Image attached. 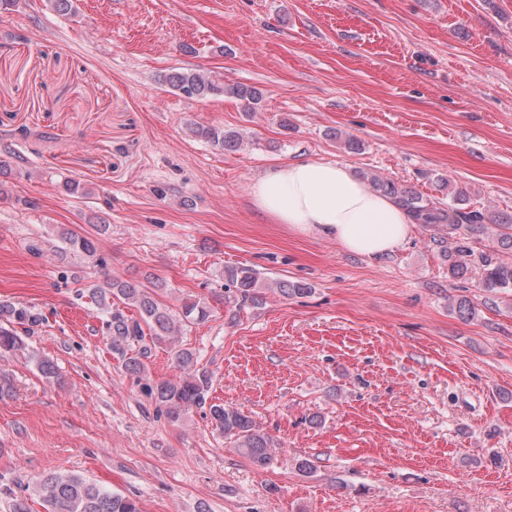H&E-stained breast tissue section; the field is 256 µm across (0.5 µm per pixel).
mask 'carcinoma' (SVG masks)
Listing matches in <instances>:
<instances>
[{
    "label": "carcinoma",
    "mask_w": 512,
    "mask_h": 512,
    "mask_svg": "<svg viewBox=\"0 0 512 512\" xmlns=\"http://www.w3.org/2000/svg\"><path fill=\"white\" fill-rule=\"evenodd\" d=\"M163 82L187 97H207L228 93L247 102L253 112L262 101V94L253 87L235 85L224 87L212 77L199 71H175L166 75ZM198 134L222 150H236L241 146L240 134L226 131L222 127L198 129ZM372 188L392 198L410 213L417 224L446 226L456 230L465 224L476 233L493 224L498 229L497 243L512 249V214L475 208L460 192L451 194V203L444 208L426 202L414 190L376 175L366 177ZM61 238L65 251L92 256L96 252L91 234L64 232ZM455 258L448 265L453 278H465L472 271L469 257L471 251L464 244L454 249ZM482 278L479 285L487 291L512 288V266L493 260L489 255L481 256ZM151 282L147 287L133 284L118 276L92 283L81 292L97 310L106 316L109 347L112 354L122 360L125 370L137 376L142 389L152 399L158 411L170 422L178 423L195 410H205L213 427L224 434V439L253 466L265 469L273 459L278 447L277 440L260 428L249 416L224 403L208 402L211 378L203 369L197 368V360L189 349L180 348L173 353L179 374L171 379L154 380L148 375L147 364L152 356L155 342L172 339L180 333L183 325L199 324L209 317V306L204 302H186L181 317L176 319L168 308L150 292V288H161L163 284ZM224 288L231 294L224 296L227 304L242 306L246 303L258 306L265 303L266 295L277 290L286 297L306 295L312 288L300 282L268 281L252 268L232 266L224 269ZM43 321L41 313L31 307L0 300V355L5 356L24 348L21 333L29 334ZM40 500L45 512H140L138 502L128 496L114 493L105 486L77 473L51 472L43 476L21 493L10 494L9 512H31L28 500Z\"/></svg>",
    "instance_id": "cac0c4a2"
}]
</instances>
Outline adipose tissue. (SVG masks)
Returning a JSON list of instances; mask_svg holds the SVG:
<instances>
[{"label": "adipose tissue", "instance_id": "ef3b65f1", "mask_svg": "<svg viewBox=\"0 0 512 512\" xmlns=\"http://www.w3.org/2000/svg\"><path fill=\"white\" fill-rule=\"evenodd\" d=\"M255 208L280 224L329 237L345 251L379 258L409 238L413 220L338 162L280 164L251 187Z\"/></svg>", "mask_w": 512, "mask_h": 512}]
</instances>
